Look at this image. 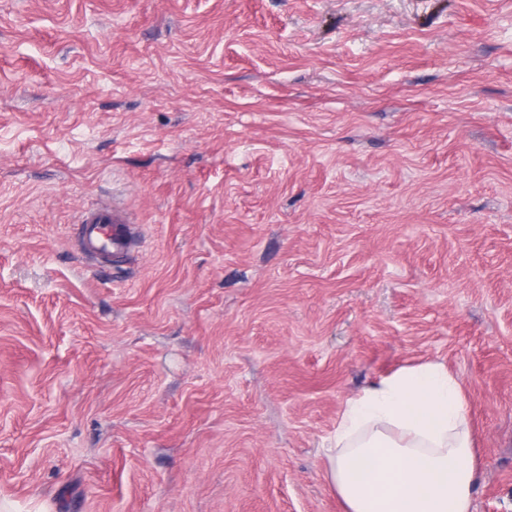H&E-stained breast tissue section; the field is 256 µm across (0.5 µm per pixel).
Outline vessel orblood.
<instances>
[{
	"mask_svg": "<svg viewBox=\"0 0 512 512\" xmlns=\"http://www.w3.org/2000/svg\"><path fill=\"white\" fill-rule=\"evenodd\" d=\"M85 249L97 264L127 255L132 246V226L127 207L96 204L83 209L77 219Z\"/></svg>",
	"mask_w": 512,
	"mask_h": 512,
	"instance_id": "1",
	"label": "vessel or blood"
}]
</instances>
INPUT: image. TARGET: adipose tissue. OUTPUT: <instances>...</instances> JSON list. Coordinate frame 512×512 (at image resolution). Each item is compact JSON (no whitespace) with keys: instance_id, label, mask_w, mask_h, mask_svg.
Masks as SVG:
<instances>
[{"instance_id":"obj_1","label":"adipose tissue","mask_w":512,"mask_h":512,"mask_svg":"<svg viewBox=\"0 0 512 512\" xmlns=\"http://www.w3.org/2000/svg\"><path fill=\"white\" fill-rule=\"evenodd\" d=\"M477 476L463 389L443 364L401 368L346 402L329 469L346 512H470Z\"/></svg>"}]
</instances>
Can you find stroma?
Listing matches in <instances>:
<instances>
[{
  "label": "stroma",
  "mask_w": 512,
  "mask_h": 512,
  "mask_svg": "<svg viewBox=\"0 0 512 512\" xmlns=\"http://www.w3.org/2000/svg\"><path fill=\"white\" fill-rule=\"evenodd\" d=\"M425 361L512 512V0H0L5 512H345L346 401ZM88 255L98 265L127 255L132 246L128 208L122 204H96L83 209L77 219Z\"/></svg>",
  "instance_id": "35a3bbf8"
}]
</instances>
